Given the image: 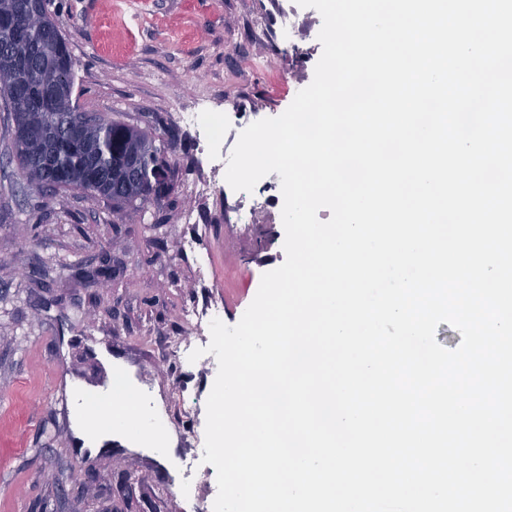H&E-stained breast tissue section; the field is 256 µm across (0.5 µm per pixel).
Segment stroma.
I'll list each match as a JSON object with an SVG mask.
<instances>
[{
	"label": "stroma",
	"instance_id": "obj_1",
	"mask_svg": "<svg viewBox=\"0 0 512 512\" xmlns=\"http://www.w3.org/2000/svg\"><path fill=\"white\" fill-rule=\"evenodd\" d=\"M279 0H45L75 62L73 102L86 112L177 138L174 192L118 211L81 191H42L19 173L12 121L0 111V512H181L175 470L128 435L85 449L76 398L106 391L121 368L154 399L181 393L177 425L204 432L218 364L168 355L185 309L223 301L236 325L264 273L286 254L278 174L253 192L187 189L208 156L180 113L231 112V153L251 123L276 117L313 80L320 13L299 10L302 42L273 34ZM263 202L267 220L246 210ZM205 224H185L189 204ZM195 235L196 251L181 240Z\"/></svg>",
	"mask_w": 512,
	"mask_h": 512
}]
</instances>
